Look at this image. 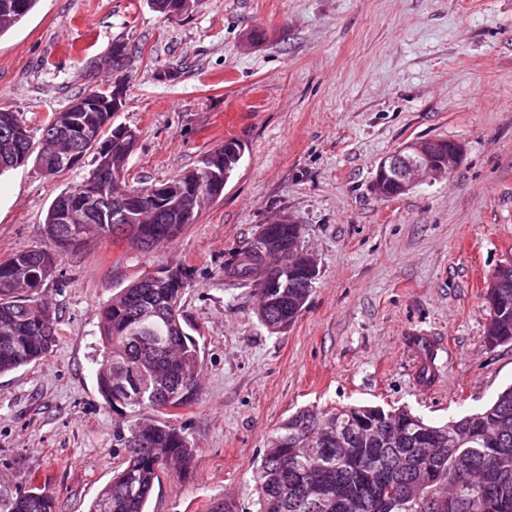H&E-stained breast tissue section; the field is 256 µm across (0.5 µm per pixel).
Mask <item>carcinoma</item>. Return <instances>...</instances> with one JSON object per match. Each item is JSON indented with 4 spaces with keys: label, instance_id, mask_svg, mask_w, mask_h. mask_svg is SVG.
I'll return each instance as SVG.
<instances>
[{
    "label": "carcinoma",
    "instance_id": "cac0c4a2",
    "mask_svg": "<svg viewBox=\"0 0 512 512\" xmlns=\"http://www.w3.org/2000/svg\"><path fill=\"white\" fill-rule=\"evenodd\" d=\"M36 0H0V35L24 19ZM42 134L95 139L112 148L114 163L127 153L112 140L110 112H54ZM243 146L229 139L198 164L164 182L173 203L140 212L135 198L153 185L132 186L127 168L100 174L101 199L76 185L63 190L45 217L48 245L16 252L0 262V374L46 357L57 340L58 310L41 298L60 257L91 237L126 243L149 253L195 223L218 201L240 166ZM33 161L48 176L66 172L51 152L40 153L14 112H0V173ZM299 224H264L247 248L224 263V276L253 291L270 278L278 250L300 245ZM316 275L294 266L270 282L257 317L278 333L299 316ZM484 300L497 335L491 345L512 342V271L497 269ZM193 273L154 280L145 274L112 295L99 310L103 343L99 392L109 408L125 411L124 455L89 512H145L155 482L182 473L195 448L185 428L169 416L197 399L201 358L188 329L183 298ZM158 412L160 418L145 413ZM253 512H512V386L485 408L443 424L406 408L375 406L299 410L268 439L255 471ZM0 512H56L51 494L38 486L0 499Z\"/></svg>",
    "mask_w": 512,
    "mask_h": 512
}]
</instances>
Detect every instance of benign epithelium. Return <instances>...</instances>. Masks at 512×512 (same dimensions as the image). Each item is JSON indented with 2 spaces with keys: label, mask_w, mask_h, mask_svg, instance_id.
I'll return each instance as SVG.
<instances>
[{
  "label": "benign epithelium",
  "mask_w": 512,
  "mask_h": 512,
  "mask_svg": "<svg viewBox=\"0 0 512 512\" xmlns=\"http://www.w3.org/2000/svg\"><path fill=\"white\" fill-rule=\"evenodd\" d=\"M119 60L122 66L112 70L114 61ZM131 61L130 54L122 46H113L94 61L97 71H113L112 86L106 88L108 94L92 90L83 98L71 105V112H88L90 110L123 111L126 104L125 70ZM461 160L460 146L448 147V152L437 154L435 141L422 139L413 142L404 150H397L383 158L376 169L378 177L372 180L371 189L375 196L381 198L382 182L396 185L400 192L405 193L421 181L441 180L450 175Z\"/></svg>",
  "instance_id": "benign-epithelium-1"
}]
</instances>
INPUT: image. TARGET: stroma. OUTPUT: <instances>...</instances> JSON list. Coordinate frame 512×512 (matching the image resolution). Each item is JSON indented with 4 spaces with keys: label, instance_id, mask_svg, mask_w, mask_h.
<instances>
[{
    "label": "stroma",
    "instance_id": "1",
    "mask_svg": "<svg viewBox=\"0 0 512 512\" xmlns=\"http://www.w3.org/2000/svg\"><path fill=\"white\" fill-rule=\"evenodd\" d=\"M118 39L133 55L115 118L138 135L131 185L230 138L244 154L221 200L155 251L94 241L62 256L42 288L59 310L53 350L0 375V494L31 478L57 512H88L123 433L98 391V309L161 266L194 271L183 302L202 373L178 419L194 459L162 475L146 512H250L267 440L299 409L404 406L438 424L512 384V344H488L483 301L512 263V0H200L177 17L149 0H38L0 36V104L40 138ZM435 137L463 148L449 180L373 194L384 157ZM94 166L0 174V262L45 245L52 200ZM281 215L302 224L318 275L273 334L223 270Z\"/></svg>",
    "mask_w": 512,
    "mask_h": 512
}]
</instances>
